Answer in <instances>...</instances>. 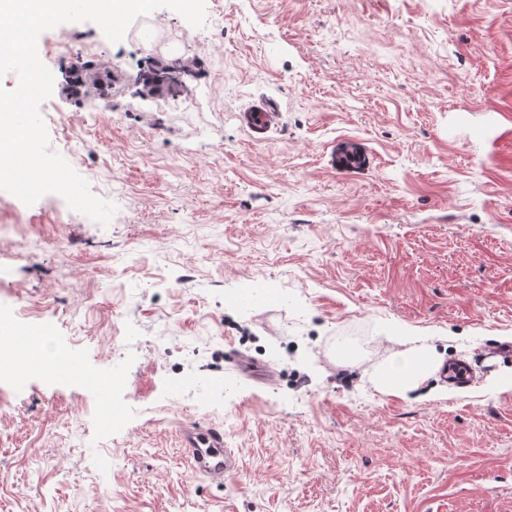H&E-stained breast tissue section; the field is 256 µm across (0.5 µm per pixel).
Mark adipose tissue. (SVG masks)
I'll list each match as a JSON object with an SVG mask.
<instances>
[{"mask_svg": "<svg viewBox=\"0 0 512 512\" xmlns=\"http://www.w3.org/2000/svg\"><path fill=\"white\" fill-rule=\"evenodd\" d=\"M443 361V356L432 347L397 354L378 370V389L385 394L403 395L416 391L439 370Z\"/></svg>", "mask_w": 512, "mask_h": 512, "instance_id": "1", "label": "adipose tissue"}]
</instances>
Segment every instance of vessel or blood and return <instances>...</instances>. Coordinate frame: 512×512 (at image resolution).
<instances>
[{
	"label": "vessel or blood",
	"instance_id": "1",
	"mask_svg": "<svg viewBox=\"0 0 512 512\" xmlns=\"http://www.w3.org/2000/svg\"><path fill=\"white\" fill-rule=\"evenodd\" d=\"M179 439L193 471L211 481L223 482L225 476L236 469V455L224 442L223 428L214 425L205 428L185 426Z\"/></svg>",
	"mask_w": 512,
	"mask_h": 512
}]
</instances>
